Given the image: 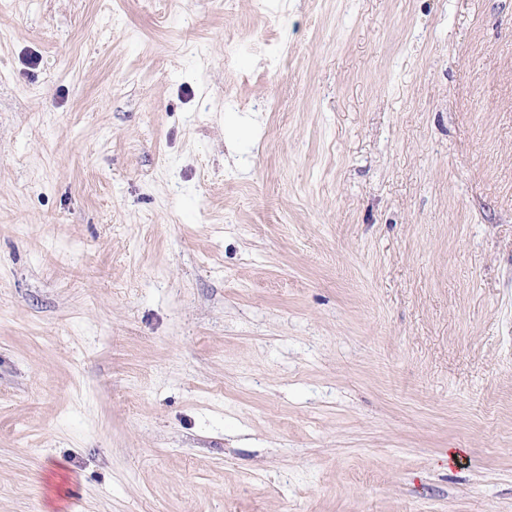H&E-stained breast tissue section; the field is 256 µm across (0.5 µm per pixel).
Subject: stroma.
I'll return each instance as SVG.
<instances>
[{
    "mask_svg": "<svg viewBox=\"0 0 512 512\" xmlns=\"http://www.w3.org/2000/svg\"><path fill=\"white\" fill-rule=\"evenodd\" d=\"M0 512H512V0H0Z\"/></svg>",
    "mask_w": 512,
    "mask_h": 512,
    "instance_id": "obj_1",
    "label": "stroma"
}]
</instances>
